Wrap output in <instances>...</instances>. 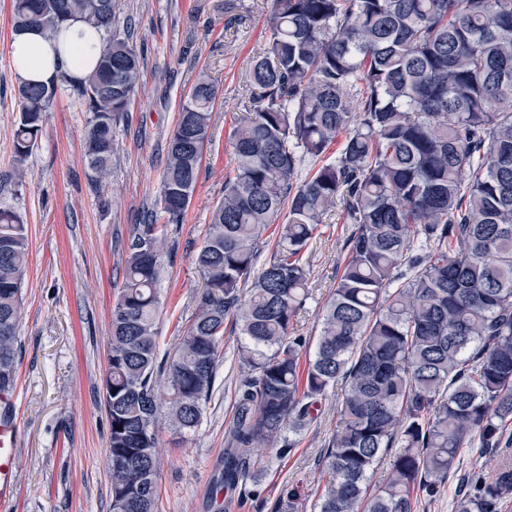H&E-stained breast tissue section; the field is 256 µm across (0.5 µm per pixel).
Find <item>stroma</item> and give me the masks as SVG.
I'll return each instance as SVG.
<instances>
[{"mask_svg": "<svg viewBox=\"0 0 512 512\" xmlns=\"http://www.w3.org/2000/svg\"><path fill=\"white\" fill-rule=\"evenodd\" d=\"M144 58L128 117L115 129L112 188L99 199L83 157L84 106L59 95L45 116L38 143L15 182L13 135L18 78L9 52L11 0H0V207L19 212L27 226L28 268L22 293L14 386L20 445L17 512H112L106 464L109 426L103 376L112 307L124 282L122 255L135 225L154 223L177 244L159 283L160 354L174 353L195 314L203 286L195 262L213 207L233 166L229 135L246 114L247 75L265 34L270 0H120ZM206 72L219 95L213 142L183 224L170 228L157 203L168 142L181 99ZM312 243L310 297L294 332L315 342L319 311L336 287L349 231L335 204ZM241 337L224 334L215 384L195 431L180 433L166 411L157 417L159 512H314L323 490L318 460L336 429L340 388L314 412L311 425L265 471L216 499L214 476L235 416L242 375Z\"/></svg>", "mask_w": 512, "mask_h": 512, "instance_id": "35a3bbf8", "label": "stroma"}]
</instances>
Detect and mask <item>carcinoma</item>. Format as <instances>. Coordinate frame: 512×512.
Masks as SVG:
<instances>
[{
  "label": "carcinoma",
  "mask_w": 512,
  "mask_h": 512,
  "mask_svg": "<svg viewBox=\"0 0 512 512\" xmlns=\"http://www.w3.org/2000/svg\"><path fill=\"white\" fill-rule=\"evenodd\" d=\"M11 9L16 33L36 28L56 43L80 20L102 36L93 69L66 82L88 112L84 155L103 197L114 127L141 74L132 24L119 0ZM249 77L233 175L195 257L205 285L171 359H159L157 286L175 242L139 224L125 250L103 379L112 512H158L159 401L171 396L175 429L198 427L228 319L244 374L215 491L257 478L263 451L301 432L340 383L318 512H415L465 450L493 456L512 443V0H272ZM60 90L17 82L18 180ZM217 96L204 75L184 96L158 199L169 224L191 204ZM338 198L351 225L345 264L303 363L306 341L292 326L310 296V245ZM282 211L274 255L258 269ZM26 268L27 227L0 208V390L16 381ZM461 485L455 512H492L512 494V469L492 481L465 473Z\"/></svg>",
  "instance_id": "carcinoma-1"
}]
</instances>
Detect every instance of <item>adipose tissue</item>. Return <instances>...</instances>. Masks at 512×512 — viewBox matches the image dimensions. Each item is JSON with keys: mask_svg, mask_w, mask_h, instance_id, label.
Instances as JSON below:
<instances>
[{"mask_svg": "<svg viewBox=\"0 0 512 512\" xmlns=\"http://www.w3.org/2000/svg\"><path fill=\"white\" fill-rule=\"evenodd\" d=\"M86 26L70 22L66 38L50 44L37 30L16 33L10 43V55L19 77L47 81L61 74L81 76L92 67L91 58L100 50L101 40L85 34Z\"/></svg>", "mask_w": 512, "mask_h": 512, "instance_id": "obj_1", "label": "adipose tissue"}]
</instances>
